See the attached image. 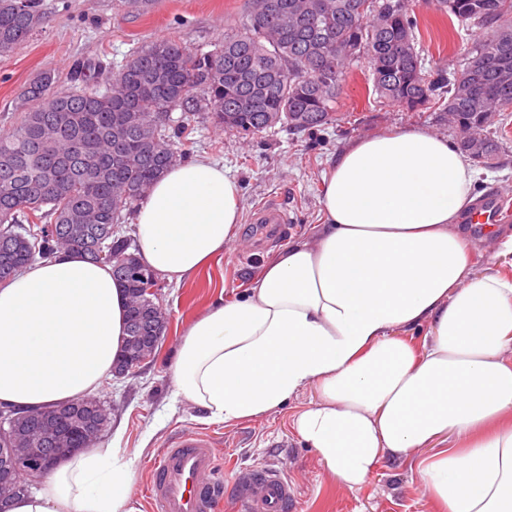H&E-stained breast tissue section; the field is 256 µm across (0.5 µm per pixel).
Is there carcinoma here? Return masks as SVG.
Wrapping results in <instances>:
<instances>
[{"instance_id":"carcinoma-1","label":"carcinoma","mask_w":512,"mask_h":512,"mask_svg":"<svg viewBox=\"0 0 512 512\" xmlns=\"http://www.w3.org/2000/svg\"><path fill=\"white\" fill-rule=\"evenodd\" d=\"M349 0H251L240 30L205 53L174 39L157 40L134 53L104 88L90 83L101 64L78 61L72 74L80 92L52 95L43 74L23 93L30 103L21 123L0 136V268L13 257L61 249L90 255L95 242L107 255H127L112 225L131 214L151 184L185 159L177 147L184 128L158 112L206 114L242 135L272 128L269 117L295 129L319 130L332 121L334 103L350 65L369 60L375 92L411 111L424 106L435 85L421 77L408 0H368L363 14ZM437 9L472 21L484 32L473 43L461 73L448 83V117L476 140H459L474 160L499 153L487 132L490 119L512 110V0H437ZM43 21V0H0V53L24 43ZM350 56L336 59V44ZM230 122H224V115ZM141 280L122 284L129 307L149 311L137 296ZM34 412L18 414V444L43 448L31 430Z\"/></svg>"}]
</instances>
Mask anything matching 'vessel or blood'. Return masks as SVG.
I'll return each instance as SVG.
<instances>
[{
    "instance_id": "obj_1",
    "label": "vessel or blood",
    "mask_w": 512,
    "mask_h": 512,
    "mask_svg": "<svg viewBox=\"0 0 512 512\" xmlns=\"http://www.w3.org/2000/svg\"><path fill=\"white\" fill-rule=\"evenodd\" d=\"M507 195L495 191L476 202L465 223L484 227L504 222ZM256 223L288 224L292 218L276 202L262 203ZM235 496L242 512H287L294 491L287 476L270 467L246 468L235 478ZM146 497L152 512H216L224 499V476L218 470L209 439L191 432L180 434L153 463Z\"/></svg>"
}]
</instances>
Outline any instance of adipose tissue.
<instances>
[{"label":"adipose tissue","mask_w":512,"mask_h":512,"mask_svg":"<svg viewBox=\"0 0 512 512\" xmlns=\"http://www.w3.org/2000/svg\"><path fill=\"white\" fill-rule=\"evenodd\" d=\"M475 176L430 131L353 140L323 176L317 235L191 325L175 395L229 424L314 387L295 428L351 489L384 455L454 435L457 447L420 463L430 499L440 512H512V278L471 271L459 220ZM241 210L222 164L174 165L136 207V255L167 281L191 278L234 239ZM125 322L111 266L75 251L28 263L0 284V404L49 409L99 391ZM422 324L431 339L419 348L394 333ZM133 481L116 449L93 447L0 512H138Z\"/></svg>","instance_id":"obj_1"}]
</instances>
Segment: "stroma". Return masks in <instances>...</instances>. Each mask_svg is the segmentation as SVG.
I'll use <instances>...</instances> for the list:
<instances>
[{
	"mask_svg": "<svg viewBox=\"0 0 512 512\" xmlns=\"http://www.w3.org/2000/svg\"><path fill=\"white\" fill-rule=\"evenodd\" d=\"M45 19L30 39L0 53V136L22 120L21 94L42 72L54 73L53 92L71 87L75 60L99 61L100 84H107L136 50L153 41L172 38L194 51L207 52L237 28L248 11V0H156L144 14L128 12L120 0H44ZM416 19V49L427 79L436 74L455 78L465 66L478 34L474 25L451 24L435 11L432 0H411ZM448 94L437 90L419 111L380 98L372 90L367 58H359L346 75L336 100L335 120L309 132L275 126L245 136L210 121L186 122L189 158L223 164L242 192V220L236 238L193 278L178 284L159 280L156 301L166 316V328L154 353L135 372L112 379L97 393L111 409V423L99 447L118 448L122 460L134 463L132 496L139 512H147L144 486L154 459L174 436L190 431L213 437L224 472V507L234 512V479L239 468L274 466L283 469L294 486L292 512H438L420 482L417 466L425 456L447 444L432 443L413 453L384 456L365 485L350 489L324 470L314 449L294 427L295 419L318 399L313 387L297 391L276 410L259 417L224 424L209 422L202 409L173 394L172 368L176 352L193 320L219 299L242 295V287L262 264L289 243L311 237L322 222V173L355 138L386 130L438 132L457 141L448 121ZM501 150L489 163L477 164V194L512 190V112L495 117ZM275 199L288 204L293 223L267 232L253 223L257 206Z\"/></svg>",
	"mask_w": 512,
	"mask_h": 512,
	"instance_id": "35a3bbf8",
	"label": "stroma"
}]
</instances>
